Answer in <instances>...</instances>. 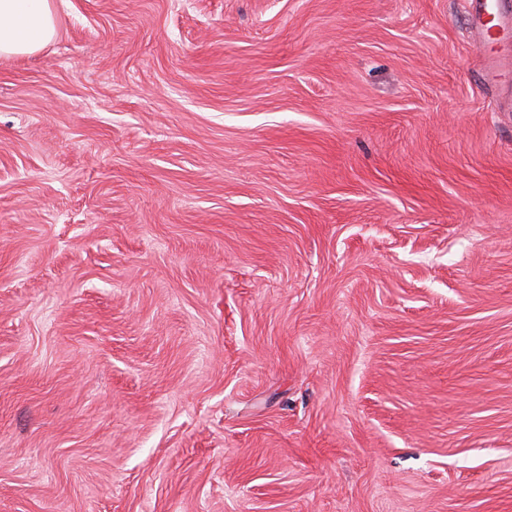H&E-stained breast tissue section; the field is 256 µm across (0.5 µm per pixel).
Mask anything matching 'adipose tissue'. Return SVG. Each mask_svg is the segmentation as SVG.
I'll list each match as a JSON object with an SVG mask.
<instances>
[{
	"label": "adipose tissue",
	"instance_id": "1",
	"mask_svg": "<svg viewBox=\"0 0 512 512\" xmlns=\"http://www.w3.org/2000/svg\"><path fill=\"white\" fill-rule=\"evenodd\" d=\"M56 33L52 0H0V56L34 53Z\"/></svg>",
	"mask_w": 512,
	"mask_h": 512
}]
</instances>
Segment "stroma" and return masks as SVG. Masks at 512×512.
Segmentation results:
<instances>
[{
  "mask_svg": "<svg viewBox=\"0 0 512 512\" xmlns=\"http://www.w3.org/2000/svg\"><path fill=\"white\" fill-rule=\"evenodd\" d=\"M52 2L0 57V512H512V29Z\"/></svg>",
  "mask_w": 512,
  "mask_h": 512,
  "instance_id": "stroma-1",
  "label": "stroma"
}]
</instances>
